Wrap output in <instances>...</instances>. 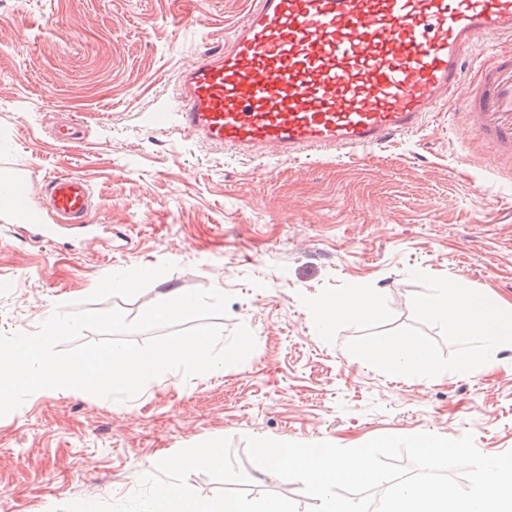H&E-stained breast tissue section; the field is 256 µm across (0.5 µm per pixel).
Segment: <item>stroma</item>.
Masks as SVG:
<instances>
[{"instance_id": "35a3bbf8", "label": "stroma", "mask_w": 512, "mask_h": 512, "mask_svg": "<svg viewBox=\"0 0 512 512\" xmlns=\"http://www.w3.org/2000/svg\"><path fill=\"white\" fill-rule=\"evenodd\" d=\"M248 0H0V177L89 183L96 239L33 241L0 212V334L35 333L57 306L137 319L168 289L230 294L224 334L256 348L242 363L168 372L135 398L38 391L0 417V512H139L161 483L183 500L266 496L309 512L298 482L260 475L250 437L355 447L385 434H472L512 450V349L493 371L435 380L385 374L313 329L301 296L372 285L411 325L419 270L512 302V162L490 152L457 101L424 129L356 156L291 161L237 154L160 129L181 70L222 44ZM62 122L84 132L53 134ZM167 281L142 279L144 266ZM127 286L115 284L116 275ZM211 444L223 470L159 462Z\"/></svg>"}]
</instances>
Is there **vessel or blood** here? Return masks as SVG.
<instances>
[{
	"label": "vessel or blood",
	"instance_id": "obj_1",
	"mask_svg": "<svg viewBox=\"0 0 512 512\" xmlns=\"http://www.w3.org/2000/svg\"><path fill=\"white\" fill-rule=\"evenodd\" d=\"M512 40V0H250L222 46L198 52L180 73L173 112L151 113L219 147L283 159L382 146L423 128L458 98L474 134L512 155V49L480 65L481 43ZM0 204L39 242L84 227L94 208L86 181L51 177L56 221L38 223L17 180Z\"/></svg>",
	"mask_w": 512,
	"mask_h": 512
}]
</instances>
